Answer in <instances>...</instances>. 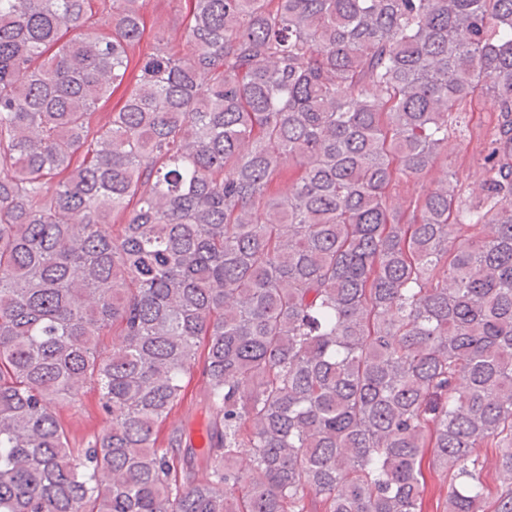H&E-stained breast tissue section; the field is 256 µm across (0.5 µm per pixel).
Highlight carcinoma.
Listing matches in <instances>:
<instances>
[{"instance_id":"carcinoma-1","label":"carcinoma","mask_w":512,"mask_h":512,"mask_svg":"<svg viewBox=\"0 0 512 512\" xmlns=\"http://www.w3.org/2000/svg\"><path fill=\"white\" fill-rule=\"evenodd\" d=\"M190 2L0 0V512H512V0ZM140 11L143 16L146 34L140 47L136 48V57L139 53H150L153 46V37L157 32L164 35L168 47L172 51L183 49L185 35V16L187 14L185 0H139ZM473 112V131H478L479 129H483V131H486L490 127L494 119L493 100L490 93L485 94L483 98H481L478 102L475 103ZM476 124H480V126H475ZM472 143L448 152V176L454 173L460 183L475 195L479 179V159ZM83 407L78 411L64 406L60 414L65 420L71 434L77 441L86 444L91 441L104 426V415L98 409L97 399L93 391L84 389Z\"/></svg>"}]
</instances>
